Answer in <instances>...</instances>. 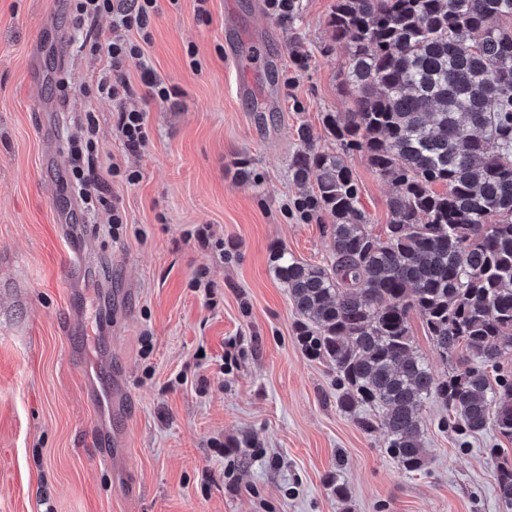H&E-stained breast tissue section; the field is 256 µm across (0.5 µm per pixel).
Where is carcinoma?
<instances>
[{"label":"carcinoma","instance_id":"1","mask_svg":"<svg viewBox=\"0 0 512 512\" xmlns=\"http://www.w3.org/2000/svg\"><path fill=\"white\" fill-rule=\"evenodd\" d=\"M293 28L300 0H265ZM512 0H334L328 24L349 60L346 112L306 124L288 159L307 222L328 214L331 252L310 264L287 250L274 273L311 358L336 373L337 403L406 472L425 464L420 413L448 407L460 435L512 440ZM356 154L392 185L385 238L373 234L350 165ZM442 190H437V187ZM452 372L414 348L411 314ZM499 497L512 509V459L490 448Z\"/></svg>","mask_w":512,"mask_h":512}]
</instances>
